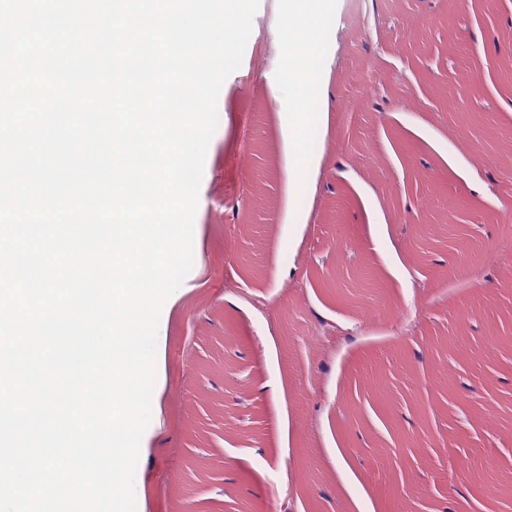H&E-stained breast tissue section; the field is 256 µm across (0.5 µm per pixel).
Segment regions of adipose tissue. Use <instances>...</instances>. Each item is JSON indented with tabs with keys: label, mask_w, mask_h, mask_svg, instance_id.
I'll return each instance as SVG.
<instances>
[{
	"label": "adipose tissue",
	"mask_w": 512,
	"mask_h": 512,
	"mask_svg": "<svg viewBox=\"0 0 512 512\" xmlns=\"http://www.w3.org/2000/svg\"><path fill=\"white\" fill-rule=\"evenodd\" d=\"M294 33L293 41L288 44L290 70L283 94L292 101L302 92L310 103L308 111L288 112L284 126L290 181L288 210L291 223L297 224L305 212L307 189L317 156V139L328 115L319 107L316 79L325 56L323 33L319 26L307 20L297 22Z\"/></svg>",
	"instance_id": "obj_1"
}]
</instances>
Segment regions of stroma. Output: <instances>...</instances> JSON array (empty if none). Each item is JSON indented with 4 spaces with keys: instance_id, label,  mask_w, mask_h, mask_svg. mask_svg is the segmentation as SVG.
Listing matches in <instances>:
<instances>
[{
    "instance_id": "stroma-1",
    "label": "stroma",
    "mask_w": 512,
    "mask_h": 512,
    "mask_svg": "<svg viewBox=\"0 0 512 512\" xmlns=\"http://www.w3.org/2000/svg\"><path fill=\"white\" fill-rule=\"evenodd\" d=\"M328 114L288 221L294 0L224 82L137 512H512V0H311Z\"/></svg>"
}]
</instances>
